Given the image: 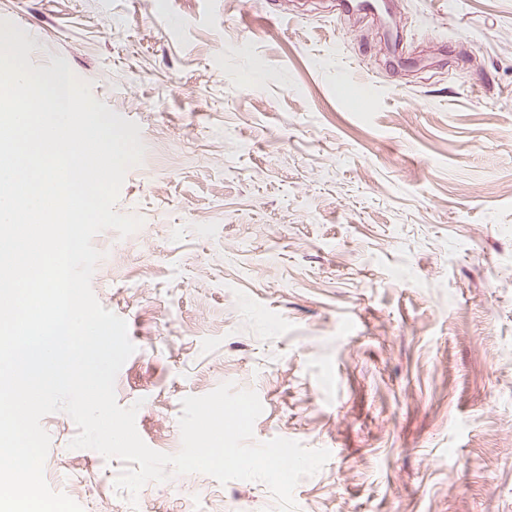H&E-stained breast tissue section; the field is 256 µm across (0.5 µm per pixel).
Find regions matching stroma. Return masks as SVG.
Instances as JSON below:
<instances>
[{"label": "stroma", "mask_w": 512, "mask_h": 512, "mask_svg": "<svg viewBox=\"0 0 512 512\" xmlns=\"http://www.w3.org/2000/svg\"><path fill=\"white\" fill-rule=\"evenodd\" d=\"M0 0L145 154L91 280L135 353L122 407L180 450L181 401L256 391L254 439L331 457L297 512H512V0ZM47 483L72 418L45 416ZM84 452L83 512H133ZM158 512H275L258 481L174 475Z\"/></svg>", "instance_id": "35a3bbf8"}]
</instances>
